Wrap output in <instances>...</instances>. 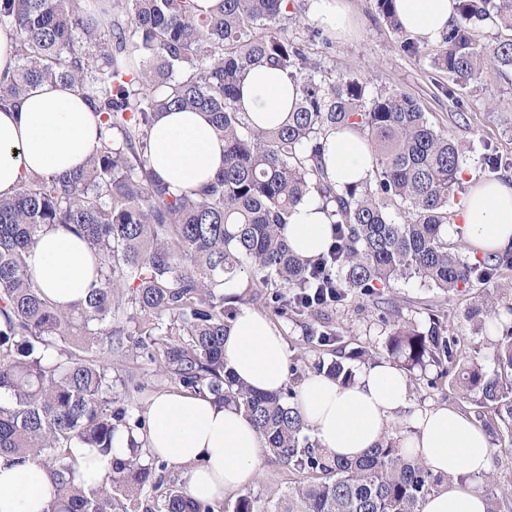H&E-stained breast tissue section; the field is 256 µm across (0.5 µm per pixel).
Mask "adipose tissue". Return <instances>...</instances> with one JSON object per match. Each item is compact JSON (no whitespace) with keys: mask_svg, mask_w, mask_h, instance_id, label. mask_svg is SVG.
<instances>
[{"mask_svg":"<svg viewBox=\"0 0 512 512\" xmlns=\"http://www.w3.org/2000/svg\"><path fill=\"white\" fill-rule=\"evenodd\" d=\"M456 0H395L404 31L426 41L439 39L456 15ZM295 91L280 71L259 67L245 81L241 105L251 119L272 127L292 109ZM104 128L81 93L64 85L32 87L18 105L0 107V195L13 194L33 176L51 177L83 166L100 148ZM325 162L332 180L366 178L372 156L355 129L330 133ZM224 161V141L205 113L171 111L158 116L151 131L149 165L173 194L213 181ZM311 198L288 218V241L302 256L327 248L331 226ZM447 233L464 239L472 255L512 247V181L480 180L454 209ZM34 281L55 305L85 300L98 283L99 260L76 234L54 228L40 234L25 257ZM240 279L224 285V303L235 312L224 338V362L248 387L275 392L288 382V353L281 330L266 316L237 304ZM296 406L317 445L332 456L354 459L379 443L388 425L409 418L413 432L402 443L448 484L429 495L421 512H486V501L472 477L487 472L493 448L487 432L467 414L448 405H412L407 375L381 360L345 385L326 374H308L297 388ZM148 426L118 429L111 454L76 448V480L101 484L112 461L127 457L129 440L152 456L184 469L186 490L196 499L223 500L243 486L260 463L261 439L243 409L221 406L207 394L178 389L159 392L147 403ZM466 481H459V474ZM50 474L31 460L0 458V512H49L55 498Z\"/></svg>","mask_w":512,"mask_h":512,"instance_id":"1","label":"adipose tissue"}]
</instances>
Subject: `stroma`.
I'll return each instance as SVG.
<instances>
[{"label": "stroma", "instance_id": "stroma-1", "mask_svg": "<svg viewBox=\"0 0 512 512\" xmlns=\"http://www.w3.org/2000/svg\"><path fill=\"white\" fill-rule=\"evenodd\" d=\"M297 3V9L285 13L282 23L290 37L309 43L321 61L325 77L356 75L365 80L371 90L396 89L410 94L417 99L435 129L448 133L461 145L466 178L479 181L495 175L512 179V166L493 174L483 162L489 147L512 159V72L471 84L451 98L442 91L448 82L447 74L432 64L435 43L420 42L415 55L404 52L401 48L403 33L382 21L376 12L375 0H348L359 29L347 38L333 37L328 47L313 36L317 24L312 19V0H297ZM390 296L402 320L412 324H426L429 313L443 311L456 333L463 336L466 352L477 357L486 371L495 370L492 357L495 333L474 328L464 317L472 293L449 298L437 289L422 287L412 278L395 282ZM329 319L332 328L339 332L342 345L350 350L380 349L389 331L388 325L379 318L378 304L371 298L356 307L330 311ZM271 320L285 337L290 364L306 371L315 362L331 361L330 347L307 343L299 324L276 314ZM112 371L133 377L140 385L139 390L130 392L123 402L135 418L144 415L154 394L171 386L170 381L159 374L157 363L144 356L113 363ZM298 478V473L265 456L245 490L263 504Z\"/></svg>", "mask_w": 512, "mask_h": 512}]
</instances>
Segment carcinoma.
<instances>
[{
	"label": "carcinoma",
	"mask_w": 512,
	"mask_h": 512,
	"mask_svg": "<svg viewBox=\"0 0 512 512\" xmlns=\"http://www.w3.org/2000/svg\"><path fill=\"white\" fill-rule=\"evenodd\" d=\"M379 16L402 30L394 0H375ZM288 0H220L199 15L193 0H0V27L14 36L17 66L0 77V104H17L31 87L70 85L99 115L106 134L98 154L77 172L34 176L0 197V457L42 463L58 488L52 512H117L119 498L163 491L145 512H214L167 481V464L132 453L112 460L107 481L75 483L71 448L112 450L130 424L112 397V357L134 358L161 344L162 373L174 384L207 391L242 408L267 455L300 478L269 507L248 495L234 512H420L445 481L385 434L355 461L328 455L306 435L288 388L259 393L224 365V276L247 271L259 286L251 301L302 324L306 338L340 342L326 311L351 299L384 295L399 279L417 278L444 295L494 282L467 308L478 328L512 316V264L471 258L448 244L452 205L462 190L460 146L437 131L405 92L372 94L357 76L325 79L310 47L278 26ZM496 29L483 43L476 29ZM81 38L98 54L76 49ZM453 87L512 70V0H457L456 18L433 56ZM294 82L285 121L267 128L240 107V87L258 66ZM205 112L224 138V169L204 189L179 195L149 166L155 118L168 110ZM360 130L373 165L364 181L331 180L323 142L337 129ZM322 202L332 240L313 258L297 255L285 233L305 197ZM63 226L83 237L100 260L99 286L69 310L53 305L29 274L25 256L39 234ZM333 267L323 277V265ZM384 353L410 374L436 367L435 388L456 370L462 398L495 442L512 444V326L494 343L496 371L462 361L461 340L439 311L419 329L392 319ZM346 383L354 370L338 354L314 365ZM486 512H501L496 472L484 478Z\"/></svg>",
	"instance_id": "obj_1"
}]
</instances>
